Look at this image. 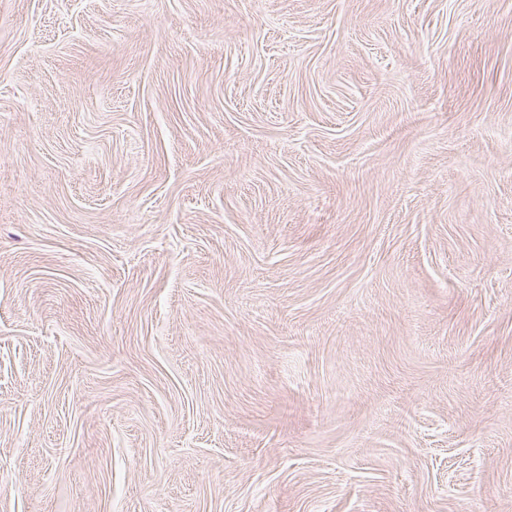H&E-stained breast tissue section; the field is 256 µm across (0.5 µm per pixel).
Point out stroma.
I'll use <instances>...</instances> for the list:
<instances>
[{
	"mask_svg": "<svg viewBox=\"0 0 512 512\" xmlns=\"http://www.w3.org/2000/svg\"><path fill=\"white\" fill-rule=\"evenodd\" d=\"M0 512H512V0H0Z\"/></svg>",
	"mask_w": 512,
	"mask_h": 512,
	"instance_id": "obj_1",
	"label": "stroma"
}]
</instances>
